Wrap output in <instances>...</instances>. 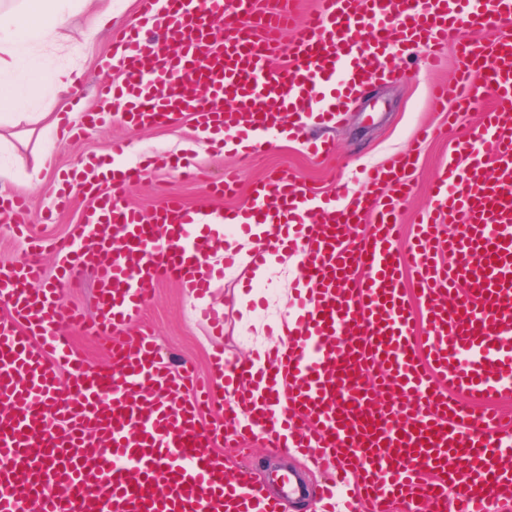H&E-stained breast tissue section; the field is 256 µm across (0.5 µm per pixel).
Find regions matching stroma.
I'll list each match as a JSON object with an SVG mask.
<instances>
[{"instance_id":"obj_1","label":"stroma","mask_w":512,"mask_h":512,"mask_svg":"<svg viewBox=\"0 0 512 512\" xmlns=\"http://www.w3.org/2000/svg\"><path fill=\"white\" fill-rule=\"evenodd\" d=\"M84 19V12H76L70 26L61 30L56 41L25 45V59L40 80L32 111L53 109L54 89L49 77L60 68L73 71L75 83L68 106L72 112L98 109V85L116 78V71L106 70L104 60L113 48L114 37L138 25L137 0H112L111 20L88 40L81 34ZM457 66L454 46L418 48L407 56L403 77L385 75L373 79L361 93L349 99L345 111L337 113L333 121L312 128V136L335 140L336 155L332 158L313 155L299 141L278 137L251 166L241 168L234 151L215 152L211 142L201 139L189 121L167 129L134 128L115 122L90 129L78 139L63 137L58 131L42 132L37 123L15 128L6 125L0 127V132L9 134L11 145L0 150V167L15 166L20 159L33 164L47 144L52 148L54 169L38 185L27 184L22 173L0 185L7 192L28 198L33 235L62 238L79 222L90 203L89 195L76 193L72 208L60 214L55 223H41L40 213L54 196L58 170L73 167L89 156L110 159L118 166L153 155L193 157L200 175L198 181H184L171 170L151 169L130 191L128 204L148 212L158 205L161 193L167 192L179 195L189 205L222 212L244 208L254 182L288 168L295 170L319 198L335 199L337 206L344 207L352 196L365 190L367 170L386 167L395 155L413 149L417 152V164L408 173L413 192L400 208L401 236L406 239L413 234L412 219L427 206L432 182L441 174L459 134L458 128L448 127L444 114L429 107L432 85L451 81ZM425 126L441 128L442 133L437 138L416 142V135ZM116 139L127 145L120 157L112 153V142ZM231 170L237 173V194L228 198L211 196L209 183ZM258 268L263 271L259 277L254 274ZM302 274L299 253L292 249L263 267L254 260L222 266L214 288L203 298L175 283H157L150 287L137 325L153 331L173 362L188 361L199 372H207L211 357L218 351L247 362L268 352L279 341L281 322L296 312V286ZM205 308L223 311V331L214 330L200 318L199 313ZM246 461L264 481L267 494L280 501L282 512H322L318 492L323 483L334 477L332 460H325L319 467L312 458L267 447L258 439L251 443Z\"/></svg>"}]
</instances>
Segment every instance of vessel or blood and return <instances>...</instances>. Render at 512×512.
<instances>
[{
  "instance_id": "obj_1",
  "label": "vessel or blood",
  "mask_w": 512,
  "mask_h": 512,
  "mask_svg": "<svg viewBox=\"0 0 512 512\" xmlns=\"http://www.w3.org/2000/svg\"><path fill=\"white\" fill-rule=\"evenodd\" d=\"M138 4L144 24L116 41L120 74L100 86L102 107L82 127L189 115L220 144L236 141L247 162L268 133L329 122L421 42L459 52L458 80L435 86V109L480 120L459 136L400 251L396 208L412 191V153L371 171L367 191L342 209L314 202L291 172L254 185L246 216L292 229L304 291L270 356L282 387L272 409L242 425L228 400L220 430L204 425V409L216 384L237 393L250 383L247 363L215 354L220 380L203 382L190 366L172 369L142 330L113 345L110 365L91 368L64 333L114 335L140 316L151 283L213 288L209 257L223 237L196 236L212 212L170 194L141 212L124 197L143 166L107 170V192L49 245L28 236L27 201L12 196L16 235L33 253L52 246L56 265L50 281L33 259L0 269V512H279L254 472L224 456L249 438L334 455L355 484L350 512H492L512 500V430L490 407L512 395V40L465 33L482 18L511 25L512 0H318L300 23L294 0L272 10L260 0ZM286 30L288 62L269 70ZM87 185L63 173L43 223ZM357 224L367 230L354 239ZM447 224L454 235L443 236ZM442 251L449 264L438 263ZM90 275L96 315L61 306L59 290Z\"/></svg>"
}]
</instances>
